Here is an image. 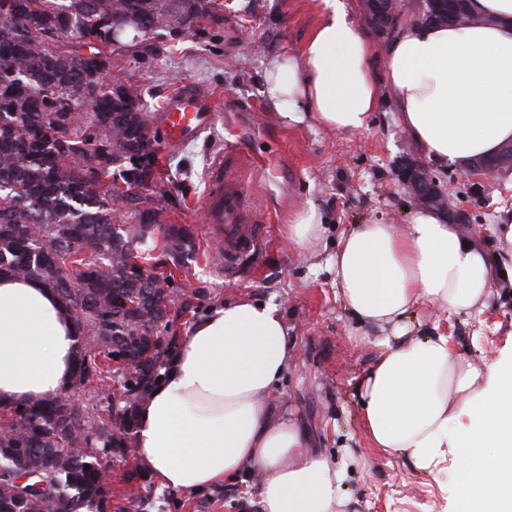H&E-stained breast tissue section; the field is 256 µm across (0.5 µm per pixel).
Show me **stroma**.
<instances>
[{
	"label": "stroma",
	"instance_id": "stroma-1",
	"mask_svg": "<svg viewBox=\"0 0 512 512\" xmlns=\"http://www.w3.org/2000/svg\"><path fill=\"white\" fill-rule=\"evenodd\" d=\"M212 16L191 30L140 36L112 63L113 74L136 90L149 115L156 179L142 191L144 207L160 209L165 224L189 226L197 244L187 277L201 309L239 294L273 301L284 311L294 357L270 407L289 412L306 446L343 464V486L355 512H457L455 468L416 471L403 457L371 448L358 389L391 328L354 319L326 261L341 235L360 224L409 223L415 207L401 189L402 159L419 149L391 106L374 112L356 133H329L309 125H282L262 93L269 57L296 54L316 22L310 0H213ZM193 85L218 103L210 127L194 140L167 147L160 135L166 98ZM235 150L248 165L246 192L264 231V244L233 271L215 260L206 237L202 200L212 164ZM314 204L328 224L315 255L288 245L284 226L293 212ZM512 207V176L484 184L471 204V237L495 251L493 228ZM487 310L449 318L417 306L406 320L412 336L442 333L473 365L512 352V282L495 279ZM164 512H260L257 487L219 486L197 494L152 485Z\"/></svg>",
	"mask_w": 512,
	"mask_h": 512
}]
</instances>
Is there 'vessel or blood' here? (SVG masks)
<instances>
[{"mask_svg": "<svg viewBox=\"0 0 512 512\" xmlns=\"http://www.w3.org/2000/svg\"><path fill=\"white\" fill-rule=\"evenodd\" d=\"M162 110L163 140L167 146L176 147L194 139L210 124L216 101L190 87L171 95ZM244 179V173L232 167L228 158L217 159L204 197L205 222L209 232L223 241L224 260L229 265L253 251L260 235Z\"/></svg>", "mask_w": 512, "mask_h": 512, "instance_id": "vessel-or-blood-1", "label": "vessel or blood"}]
</instances>
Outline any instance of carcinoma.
Returning <instances> with one entry per match:
<instances>
[{
    "mask_svg": "<svg viewBox=\"0 0 512 512\" xmlns=\"http://www.w3.org/2000/svg\"><path fill=\"white\" fill-rule=\"evenodd\" d=\"M207 0H0V276L53 291L74 317L70 392L40 405L0 408V512H74L83 497L107 512H147L149 497L112 507L105 470L127 461L136 411L180 341L175 320L195 316L187 273L193 233L162 224H112L120 184L145 188L156 157L140 151L146 116L112 78V22L139 30L189 28ZM56 43H51V40ZM136 250L142 264L130 263ZM94 337L89 345L88 337Z\"/></svg>",
    "mask_w": 512,
    "mask_h": 512,
    "instance_id": "1",
    "label": "carcinoma"
}]
</instances>
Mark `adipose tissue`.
<instances>
[{
  "label": "adipose tissue",
  "mask_w": 512,
  "mask_h": 512,
  "mask_svg": "<svg viewBox=\"0 0 512 512\" xmlns=\"http://www.w3.org/2000/svg\"><path fill=\"white\" fill-rule=\"evenodd\" d=\"M317 22L297 55L270 57L262 92L286 125L359 132L382 101L423 154L468 169L512 142V0H469L471 25H404L384 46L344 0H312ZM327 228L315 206L287 226L293 250L315 252ZM489 259L458 225L416 210L405 229L361 224L327 264L353 316L396 328L364 376L362 425L372 445L414 469L454 466L460 512H512V361L481 367L443 335L400 326L428 303L479 314L495 277L512 276V213ZM73 320L41 285L0 277V407L66 390ZM278 305L241 295L214 306L182 336L168 378L137 411L133 452L160 486L199 493L257 481L261 512H348L343 468L310 452L297 422L268 404L288 366Z\"/></svg>",
  "instance_id": "ef3b65f1"
}]
</instances>
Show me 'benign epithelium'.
<instances>
[{
	"label": "benign epithelium",
	"instance_id": "obj_1",
	"mask_svg": "<svg viewBox=\"0 0 512 512\" xmlns=\"http://www.w3.org/2000/svg\"><path fill=\"white\" fill-rule=\"evenodd\" d=\"M443 0H366L367 22L371 30L383 38L394 33L399 17L412 10L419 15L420 22H433L442 16L439 8ZM512 173V143L501 148L499 153L476 160L468 170L470 188L476 192L484 179ZM399 185L405 194L420 208L433 209L448 217L451 224L463 229L469 226L466 206L453 204L458 194L455 184H439L430 174L429 165L421 159H409L398 171Z\"/></svg>",
	"mask_w": 512,
	"mask_h": 512
}]
</instances>
